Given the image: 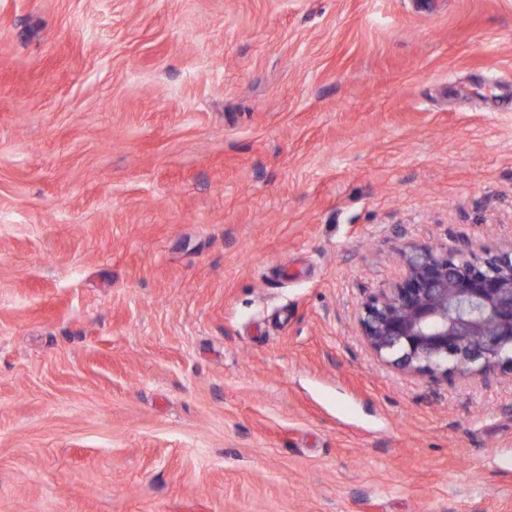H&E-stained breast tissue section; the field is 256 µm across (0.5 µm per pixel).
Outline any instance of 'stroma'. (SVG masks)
Segmentation results:
<instances>
[{
  "label": "stroma",
  "instance_id": "stroma-1",
  "mask_svg": "<svg viewBox=\"0 0 512 512\" xmlns=\"http://www.w3.org/2000/svg\"><path fill=\"white\" fill-rule=\"evenodd\" d=\"M511 241L512 0H0V512H512L358 323Z\"/></svg>",
  "mask_w": 512,
  "mask_h": 512
}]
</instances>
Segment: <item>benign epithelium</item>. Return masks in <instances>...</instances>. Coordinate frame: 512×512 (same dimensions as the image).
<instances>
[{
    "mask_svg": "<svg viewBox=\"0 0 512 512\" xmlns=\"http://www.w3.org/2000/svg\"><path fill=\"white\" fill-rule=\"evenodd\" d=\"M400 264V281L360 306L363 336L378 356L444 380L512 368V247L477 256L407 244Z\"/></svg>",
    "mask_w": 512,
    "mask_h": 512,
    "instance_id": "obj_1",
    "label": "benign epithelium"
}]
</instances>
